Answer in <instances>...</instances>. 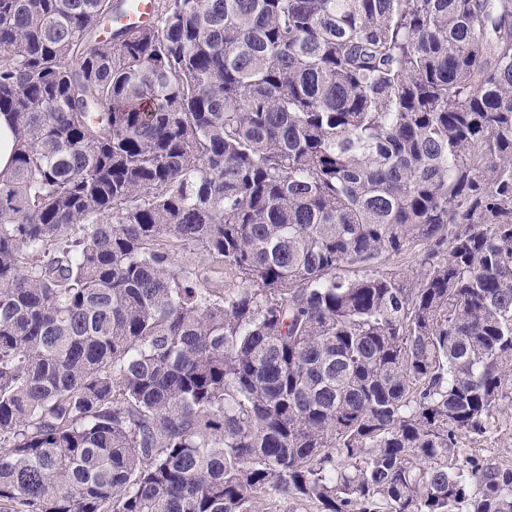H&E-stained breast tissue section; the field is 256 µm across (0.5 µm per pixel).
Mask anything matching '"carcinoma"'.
I'll return each instance as SVG.
<instances>
[{
  "label": "carcinoma",
  "mask_w": 512,
  "mask_h": 512,
  "mask_svg": "<svg viewBox=\"0 0 512 512\" xmlns=\"http://www.w3.org/2000/svg\"><path fill=\"white\" fill-rule=\"evenodd\" d=\"M125 3L0 0V512H512V0ZM14 135L12 124L4 112L0 113V172L12 166ZM499 415V421L481 448L487 456L497 461L512 463V407L505 405Z\"/></svg>",
  "instance_id": "obj_1"
}]
</instances>
